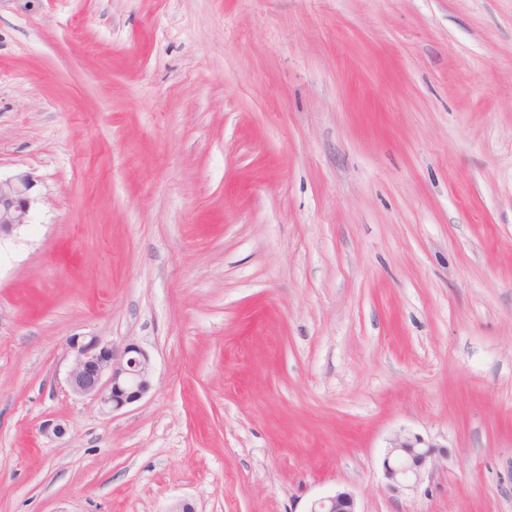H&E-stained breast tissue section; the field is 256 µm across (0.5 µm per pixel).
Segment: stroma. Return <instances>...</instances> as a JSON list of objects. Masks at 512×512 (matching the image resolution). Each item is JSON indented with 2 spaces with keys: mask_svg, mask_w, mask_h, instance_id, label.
<instances>
[{
  "mask_svg": "<svg viewBox=\"0 0 512 512\" xmlns=\"http://www.w3.org/2000/svg\"><path fill=\"white\" fill-rule=\"evenodd\" d=\"M19 172L0 512H512V0H0ZM93 335L154 362L113 414ZM67 347L71 354L67 372L71 391L94 397L103 413L120 411L151 389L153 360L135 343L119 352L100 336H74ZM414 437L396 436L387 447L383 461L384 475L393 489L413 487L421 480L422 471L435 454L433 445ZM307 512H359L354 494L347 489L336 490L333 494L312 502Z\"/></svg>",
  "mask_w": 512,
  "mask_h": 512,
  "instance_id": "35a3bbf8",
  "label": "stroma"
}]
</instances>
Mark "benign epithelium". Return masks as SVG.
Here are the masks:
<instances>
[{
    "label": "benign epithelium",
    "mask_w": 512,
    "mask_h": 512,
    "mask_svg": "<svg viewBox=\"0 0 512 512\" xmlns=\"http://www.w3.org/2000/svg\"><path fill=\"white\" fill-rule=\"evenodd\" d=\"M35 180L27 172L0 179V237L30 223L35 202ZM71 363L67 383L71 391L95 398L102 412L111 414L139 401L151 389V356L134 343L122 351L100 336H74L67 343ZM435 454L434 446L416 437L397 436L387 447L384 475L393 489L419 483L423 469ZM309 512H358L354 494L338 489L312 502Z\"/></svg>",
    "instance_id": "1"
}]
</instances>
